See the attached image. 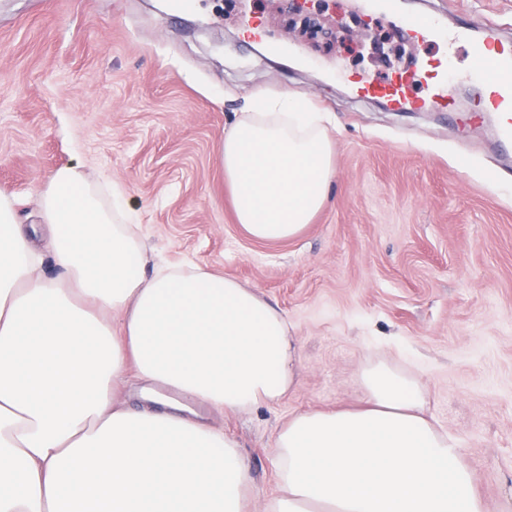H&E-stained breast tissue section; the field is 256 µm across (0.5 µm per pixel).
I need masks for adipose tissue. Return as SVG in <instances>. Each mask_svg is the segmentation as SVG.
Segmentation results:
<instances>
[{
    "instance_id": "ef3b65f1",
    "label": "adipose tissue",
    "mask_w": 512,
    "mask_h": 512,
    "mask_svg": "<svg viewBox=\"0 0 512 512\" xmlns=\"http://www.w3.org/2000/svg\"><path fill=\"white\" fill-rule=\"evenodd\" d=\"M223 161L237 221L260 241L300 234L335 174L321 116L286 93L255 95ZM40 211L59 279L38 274L0 191V512H248L237 443L191 405L245 411L292 390L287 317L199 266L134 268L142 244L122 203L79 166L53 174ZM131 373L138 410L116 400ZM359 379L365 407L281 426L264 512H486L461 448L424 416L417 379L384 360Z\"/></svg>"
}]
</instances>
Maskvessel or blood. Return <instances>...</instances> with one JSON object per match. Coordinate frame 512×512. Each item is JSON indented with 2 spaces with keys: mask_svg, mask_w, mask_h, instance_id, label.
I'll list each match as a JSON object with an SVG mask.
<instances>
[{
  "mask_svg": "<svg viewBox=\"0 0 512 512\" xmlns=\"http://www.w3.org/2000/svg\"><path fill=\"white\" fill-rule=\"evenodd\" d=\"M341 9H360L382 16L406 30L418 46L442 44L447 60L434 66L427 80L413 71H401L391 79L363 81L357 93L362 97L386 98L398 109H425L452 113L456 97L468 91L477 97L495 125L498 150L512 158V38L487 17H469L449 25L440 13L408 10L405 0H338ZM466 45L469 64L459 68L453 58L457 45Z\"/></svg>",
  "mask_w": 512,
  "mask_h": 512,
  "instance_id": "vessel-or-blood-1",
  "label": "vessel or blood"
}]
</instances>
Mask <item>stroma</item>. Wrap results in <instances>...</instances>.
<instances>
[{
	"mask_svg": "<svg viewBox=\"0 0 512 512\" xmlns=\"http://www.w3.org/2000/svg\"><path fill=\"white\" fill-rule=\"evenodd\" d=\"M449 22L481 14L512 35V0H415ZM262 26L286 54L241 36ZM419 47L336 0H0V190L57 276L39 194L61 167L109 180L139 224L146 272L192 263L255 288L295 327L299 374L280 401L207 412L239 445L252 512L277 491L288 418L361 406L358 372L386 359L421 384L487 512L512 501V165L490 121L390 111L353 83L415 68ZM256 91L329 119L335 175L295 238L238 224L224 132Z\"/></svg>",
	"mask_w": 512,
	"mask_h": 512,
	"instance_id": "35a3bbf8",
	"label": "stroma"
}]
</instances>
